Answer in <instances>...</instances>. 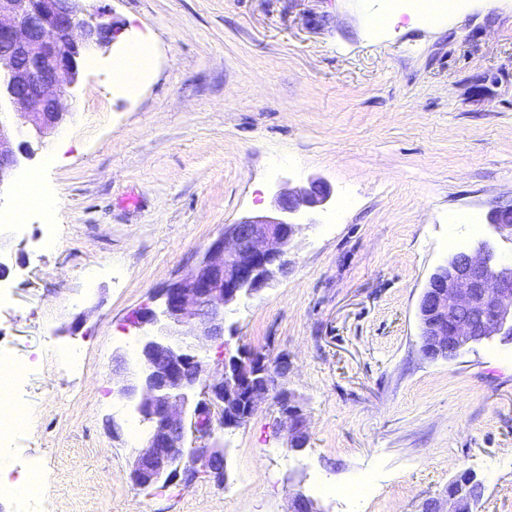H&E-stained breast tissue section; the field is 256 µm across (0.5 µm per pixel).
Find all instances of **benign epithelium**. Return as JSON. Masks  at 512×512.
I'll use <instances>...</instances> for the list:
<instances>
[{
    "label": "benign epithelium",
    "mask_w": 512,
    "mask_h": 512,
    "mask_svg": "<svg viewBox=\"0 0 512 512\" xmlns=\"http://www.w3.org/2000/svg\"><path fill=\"white\" fill-rule=\"evenodd\" d=\"M83 2L0 0V193L21 161L33 157L31 140L43 144L67 123L71 112L63 98L79 82L82 59L113 43L112 22ZM331 194L326 182L312 180L280 193L274 213L224 226L197 265L161 290L159 308L143 311L133 366L118 356L119 369L129 375L117 395L147 424L130 470L135 487H165L190 473L224 483L227 460L216 429L246 425L272 394L289 447H306L308 417L284 383L288 357L268 370L244 347L222 359L214 375L203 351L224 337L226 307L259 294L288 269L297 228L290 217L325 205ZM491 226L512 245L511 206L495 210ZM417 315L420 350L431 360H452L497 336L512 339V260L487 241L473 252L450 254L424 288ZM189 433L199 446L186 464L178 449L186 447ZM475 501L472 484L451 480L446 499L428 502L424 512H476ZM290 512L328 510L300 493Z\"/></svg>",
    "instance_id": "1"
}]
</instances>
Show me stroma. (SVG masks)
<instances>
[{"instance_id": "1", "label": "stroma", "mask_w": 512, "mask_h": 512, "mask_svg": "<svg viewBox=\"0 0 512 512\" xmlns=\"http://www.w3.org/2000/svg\"><path fill=\"white\" fill-rule=\"evenodd\" d=\"M104 6L120 35L81 62L62 160L37 151L0 196L13 210L34 171L57 200L0 226V358L28 366L11 388L28 423L0 473L38 469L43 512H288L300 492L327 512H421L467 470L479 512H512V341L430 360L417 318L448 254L492 238L491 212L512 206V0H463L392 36L367 29L386 0ZM144 34L152 69L113 86ZM316 178L332 196L295 215L287 273L224 329L226 355L287 356L307 448L289 451L268 403L225 434L224 485L135 489L145 427L114 393L134 314L225 225ZM365 475L371 493L344 497Z\"/></svg>"}]
</instances>
